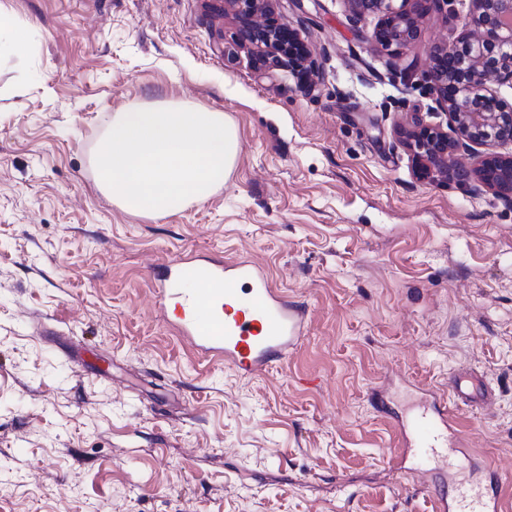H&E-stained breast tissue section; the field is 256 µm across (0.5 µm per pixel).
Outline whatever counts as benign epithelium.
<instances>
[{
    "mask_svg": "<svg viewBox=\"0 0 512 512\" xmlns=\"http://www.w3.org/2000/svg\"><path fill=\"white\" fill-rule=\"evenodd\" d=\"M244 24L245 38L256 45L260 67L288 69L301 79L319 69L299 32L274 16L268 0H226ZM351 14L378 18L370 36L391 55L415 44L421 26L434 14L448 12L451 0H345ZM474 8L455 16L462 35L456 42L433 44L427 73L445 111L454 140L441 127L420 117L401 130L404 146L420 180L439 175L474 179L476 191H490L512 204V155L477 151L494 143H512V106L495 86L512 82V0H473Z\"/></svg>",
    "mask_w": 512,
    "mask_h": 512,
    "instance_id": "1",
    "label": "benign epithelium"
}]
</instances>
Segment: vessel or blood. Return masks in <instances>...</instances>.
Returning <instances> with one entry per match:
<instances>
[{"mask_svg":"<svg viewBox=\"0 0 512 512\" xmlns=\"http://www.w3.org/2000/svg\"><path fill=\"white\" fill-rule=\"evenodd\" d=\"M156 302L170 312L173 333L207 361H221L252 377L296 350L308 333L307 309L274 288L252 261L198 252L158 265ZM415 394L410 414L395 412L387 383L371 388L374 409L390 417L399 446L390 468L408 476L421 466L428 476L430 512H512L502 475L486 458L472 459L467 434L454 411L479 408L493 394L475 370L453 373L444 387L404 380ZM465 459V471L449 457Z\"/></svg>","mask_w":512,"mask_h":512,"instance_id":"vessel-or-blood-1","label":"vessel or blood"}]
</instances>
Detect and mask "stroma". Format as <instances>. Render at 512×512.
Listing matches in <instances>:
<instances>
[{
  "label": "stroma",
  "instance_id": "stroma-1",
  "mask_svg": "<svg viewBox=\"0 0 512 512\" xmlns=\"http://www.w3.org/2000/svg\"><path fill=\"white\" fill-rule=\"evenodd\" d=\"M0 1L35 41L0 57V512H427L385 471L370 388L391 371H479L471 448L512 459V205L417 179L400 138L446 122L423 63L456 37L444 15L393 56L344 0H270L320 64L309 87L203 0ZM163 101L224 112L240 151L205 201L130 214L96 148ZM192 249L267 270L308 309L302 345L257 377L200 360L150 278Z\"/></svg>",
  "mask_w": 512,
  "mask_h": 512
}]
</instances>
